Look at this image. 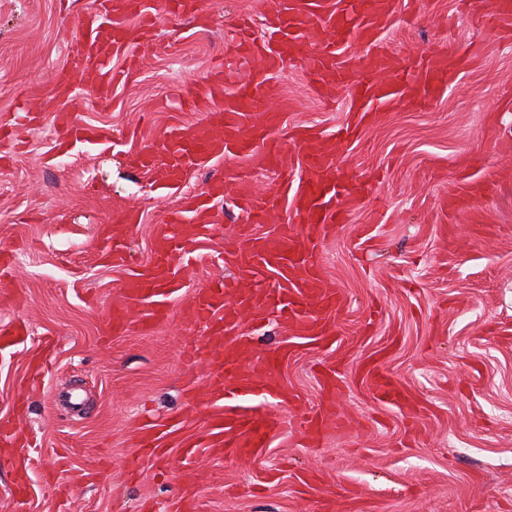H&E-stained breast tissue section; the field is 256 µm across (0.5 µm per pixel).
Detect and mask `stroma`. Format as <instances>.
Segmentation results:
<instances>
[{
  "label": "stroma",
  "instance_id": "stroma-1",
  "mask_svg": "<svg viewBox=\"0 0 512 512\" xmlns=\"http://www.w3.org/2000/svg\"><path fill=\"white\" fill-rule=\"evenodd\" d=\"M101 0H0V319L28 323L27 348L0 358V421L31 434L38 461L27 512H174L196 493L197 512H512V20L478 22L464 0H393L380 37L403 60L450 51L465 64L447 88L416 107H390L350 140L335 141L334 166L365 203L323 246L326 312L333 344L296 339L275 315L245 322L250 357L292 345L275 372L295 403L292 421L322 408L312 366L335 363L344 430L310 446L299 435L272 441L257 460L199 454L180 465L140 455L142 419L177 425L174 440L204 424L208 365L187 366L185 346L206 333L185 317L195 289L231 279L226 251L245 221L233 193L217 207L200 256L183 268L185 288L149 332L110 334V306L128 271L144 268L154 228L180 192L161 188L132 159L172 125L201 123L179 93L200 90L235 48L238 17L263 20L273 0H203V15L161 16L134 47L137 71L102 95L90 81L56 88L68 39ZM272 83L285 104L286 167H299L296 127L334 134L349 97L310 89L285 65ZM105 129L108 144L63 152L56 114ZM461 176L494 185L471 208L451 207ZM141 221L115 225L124 206ZM127 269L103 253L113 230ZM408 390L407 406L373 398L359 372L376 351Z\"/></svg>",
  "mask_w": 512,
  "mask_h": 512
}]
</instances>
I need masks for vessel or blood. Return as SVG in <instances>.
Returning <instances> with one entry per match:
<instances>
[{"mask_svg":"<svg viewBox=\"0 0 512 512\" xmlns=\"http://www.w3.org/2000/svg\"><path fill=\"white\" fill-rule=\"evenodd\" d=\"M469 4L477 17L512 14V0H469ZM130 8L129 0H114L111 9L83 17V33L68 43L66 64L57 77L61 91H70L93 72L105 94L111 93L113 85L130 79L131 68H114L112 60L129 52L136 35L154 28L153 16L144 14L137 31L129 32L124 21ZM381 13L380 0H333L329 5L324 0H278L260 36L254 31L253 19H238L235 52L246 61L259 56L260 67L252 69L235 92L225 95L221 111L207 113L203 122L190 127L165 129L149 151L134 158L157 182L176 190L188 164L204 165L219 155L238 162L208 189L213 197L233 190L246 216L240 227V244L228 260L235 276L196 289L184 310L187 317L209 325V336L186 348L184 355L188 362L209 365L210 400L203 426L183 446V459L200 451L258 458L274 438L287 432L286 415L270 408L256 410L251 400L258 395L278 403L289 399L288 390L273 374L276 362L287 360L289 352L284 349L257 363L244 362L250 345L242 323L248 317L273 313L297 336L328 340L330 332L321 314L338 307L340 299L325 288L318 256L335 225L344 223L364 204L362 195L343 191V180L331 163V146L315 128L302 127L293 136L303 156L302 177L289 175L283 167L282 143L277 136L281 113L271 83L273 74L284 67L292 52L309 46L303 66L313 91L324 97L341 85L349 92L351 120L338 132L351 138L358 130L355 117L402 102L418 104L422 97L439 93L461 66L460 58L448 52L400 69L397 58L380 44ZM354 42L366 45V53L345 58ZM56 122L68 145L107 141L104 130L76 124L69 115H58ZM255 170L276 171L283 188L293 189L301 226L282 224L271 236L252 232V225L264 222L281 205L280 197L256 194L248 179L249 172ZM213 221L206 205L189 196L170 213L167 223L156 227L151 260L123 281L121 295L111 307L110 330L127 329L131 307L142 303L148 309L141 316L140 328L149 329L167 319L168 301L182 289L178 262L195 258ZM186 223L191 224V231L172 233V225ZM270 272L276 275L275 284L263 287ZM27 334L22 321L1 322L0 356L18 352ZM362 379L382 401L398 405L407 396L380 364L368 366ZM344 424L342 414L331 405L306 414L299 429L313 443L321 440L327 429ZM170 436L160 424L142 425L140 454L167 458Z\"/></svg>","mask_w":512,"mask_h":512,"instance_id":"1","label":"vessel or blood"}]
</instances>
